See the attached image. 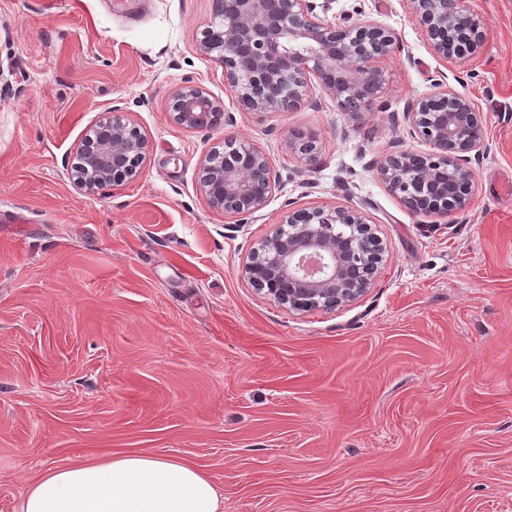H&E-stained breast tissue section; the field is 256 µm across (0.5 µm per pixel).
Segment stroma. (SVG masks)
Returning <instances> with one entry per match:
<instances>
[{
	"label": "stroma",
	"instance_id": "stroma-1",
	"mask_svg": "<svg viewBox=\"0 0 512 512\" xmlns=\"http://www.w3.org/2000/svg\"><path fill=\"white\" fill-rule=\"evenodd\" d=\"M478 51L431 54L404 0H334L390 29L366 119L314 91L297 108L237 103L200 41L212 0H0V512L48 463L131 451L191 462L224 512H512V0H466ZM474 105L476 192L413 214L377 174L434 79ZM196 85L230 123L186 130ZM148 140L139 175L89 195L76 151L112 115ZM316 134L320 163L288 151ZM278 176L245 220L212 209L200 162L225 138ZM340 202L387 245L354 303L297 311L242 276L289 207Z\"/></svg>",
	"mask_w": 512,
	"mask_h": 512
}]
</instances>
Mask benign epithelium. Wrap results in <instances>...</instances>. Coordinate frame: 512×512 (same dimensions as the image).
I'll use <instances>...</instances> for the list:
<instances>
[{"instance_id":"benign-epithelium-1","label":"benign epithelium","mask_w":512,"mask_h":512,"mask_svg":"<svg viewBox=\"0 0 512 512\" xmlns=\"http://www.w3.org/2000/svg\"><path fill=\"white\" fill-rule=\"evenodd\" d=\"M333 0H213L218 28L204 33L202 49L217 53L224 83L243 109L283 112L312 92L314 75L323 93L345 112L362 118L385 84L381 60L396 46L392 33L368 20L355 26L321 17ZM424 28L430 51L445 61L476 53L480 24L464 0H405ZM404 112L411 137L432 153L387 154L377 172L412 212L449 216L466 209L475 192L469 154L484 146V131L470 101L443 81ZM171 118L190 129H215L224 109L198 86L172 94ZM288 149L307 165L317 163L312 134L293 131ZM147 139L119 117L104 123L80 148L78 184L86 193L137 177ZM199 181L208 205L233 216L251 215L269 202L277 183L266 155L252 144L224 139V151L202 159ZM386 247L366 215L340 203L291 209L243 265L249 284L294 309H332L359 299L372 287Z\"/></svg>"}]
</instances>
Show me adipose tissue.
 Returning <instances> with one entry per match:
<instances>
[{
  "mask_svg": "<svg viewBox=\"0 0 512 512\" xmlns=\"http://www.w3.org/2000/svg\"><path fill=\"white\" fill-rule=\"evenodd\" d=\"M19 512H224V500L196 465L135 451L47 465Z\"/></svg>",
  "mask_w": 512,
  "mask_h": 512,
  "instance_id": "obj_1",
  "label": "adipose tissue"
}]
</instances>
